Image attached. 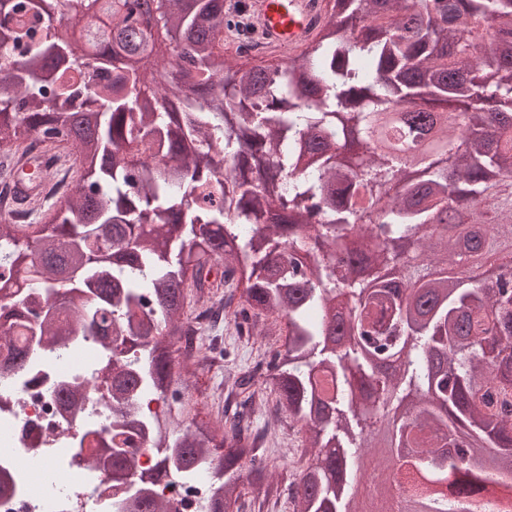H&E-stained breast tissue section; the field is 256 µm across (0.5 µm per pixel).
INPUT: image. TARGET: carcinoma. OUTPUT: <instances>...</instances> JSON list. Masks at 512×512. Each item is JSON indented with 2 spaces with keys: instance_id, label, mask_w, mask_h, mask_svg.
Wrapping results in <instances>:
<instances>
[{
  "instance_id": "1",
  "label": "carcinoma",
  "mask_w": 512,
  "mask_h": 512,
  "mask_svg": "<svg viewBox=\"0 0 512 512\" xmlns=\"http://www.w3.org/2000/svg\"><path fill=\"white\" fill-rule=\"evenodd\" d=\"M311 43L272 77L224 56L241 22L224 0H151L108 15L90 58L42 24L78 23L90 0H0V154L22 139L69 144L65 203L34 200L0 224V373L31 345L62 358L91 339L112 390L93 457L135 475L141 445L169 477L211 476L202 512H358L355 462L382 436L412 491L376 512H512V277L455 273L512 248V0H319ZM168 55L140 68L153 29ZM439 118L430 148H379L384 117ZM285 325L266 367L233 378L237 402L193 413L188 361L208 330ZM305 432L299 477L252 429L264 396ZM154 397L161 413H145ZM112 512H173L145 484Z\"/></svg>"
}]
</instances>
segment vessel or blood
Returning <instances> with one entry per match:
<instances>
[{
    "label": "vessel or blood",
    "instance_id": "1",
    "mask_svg": "<svg viewBox=\"0 0 512 512\" xmlns=\"http://www.w3.org/2000/svg\"><path fill=\"white\" fill-rule=\"evenodd\" d=\"M225 8L243 7L268 50L293 54L313 38L320 21L318 0H225Z\"/></svg>",
    "mask_w": 512,
    "mask_h": 512
}]
</instances>
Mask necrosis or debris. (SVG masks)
<instances>
[{
	"label": "necrosis or debris",
	"instance_id": "obj_1",
	"mask_svg": "<svg viewBox=\"0 0 512 512\" xmlns=\"http://www.w3.org/2000/svg\"><path fill=\"white\" fill-rule=\"evenodd\" d=\"M97 359L92 343L73 348L51 365L35 364L22 374L0 378V512H111L112 493L103 470L91 468L95 443L89 429L107 424L108 387L89 373ZM85 384L80 416L61 406L71 383ZM157 494L195 512L209 496L210 482L172 480Z\"/></svg>",
	"mask_w": 512,
	"mask_h": 512
}]
</instances>
